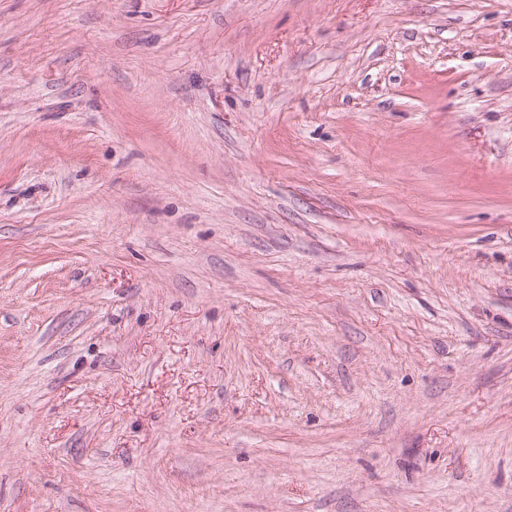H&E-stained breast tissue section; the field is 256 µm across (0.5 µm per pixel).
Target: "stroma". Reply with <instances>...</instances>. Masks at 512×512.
I'll list each match as a JSON object with an SVG mask.
<instances>
[{"mask_svg":"<svg viewBox=\"0 0 512 512\" xmlns=\"http://www.w3.org/2000/svg\"><path fill=\"white\" fill-rule=\"evenodd\" d=\"M0 512H512V0H0Z\"/></svg>","mask_w":512,"mask_h":512,"instance_id":"obj_1","label":"stroma"}]
</instances>
